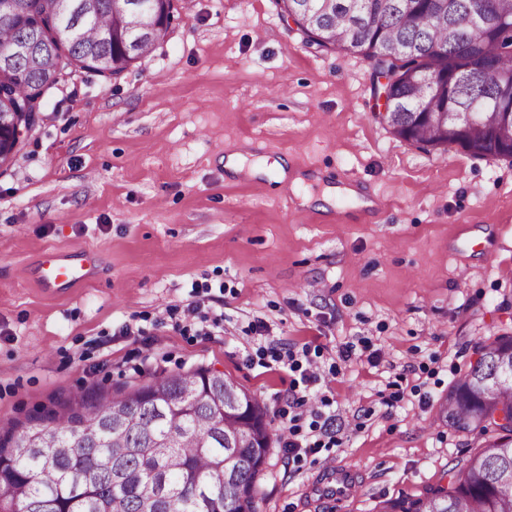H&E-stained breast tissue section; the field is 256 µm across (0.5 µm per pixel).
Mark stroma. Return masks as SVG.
Segmentation results:
<instances>
[{"label": "stroma", "mask_w": 512, "mask_h": 512, "mask_svg": "<svg viewBox=\"0 0 512 512\" xmlns=\"http://www.w3.org/2000/svg\"><path fill=\"white\" fill-rule=\"evenodd\" d=\"M174 6L120 79L60 76L0 168V430L204 365L278 432L286 347L317 362L338 443L293 461L273 441L258 512L448 486L486 436L440 404L481 342L512 336V161L396 137L373 61L307 44L275 0ZM246 144L264 173L228 177ZM283 158L303 183L277 182ZM329 186L368 204H322ZM54 250L94 253L98 275L63 292L20 276ZM338 472L353 494L329 491Z\"/></svg>", "instance_id": "obj_1"}]
</instances>
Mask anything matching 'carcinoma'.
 Returning a JSON list of instances; mask_svg holds the SVG:
<instances>
[{
    "label": "carcinoma",
    "mask_w": 512,
    "mask_h": 512,
    "mask_svg": "<svg viewBox=\"0 0 512 512\" xmlns=\"http://www.w3.org/2000/svg\"><path fill=\"white\" fill-rule=\"evenodd\" d=\"M16 0L0 19V166L22 133L42 119L46 80L79 68L118 78L150 55L174 20L148 0ZM306 41L359 54L386 72L375 86L391 102L396 135L423 149L458 146L474 157L512 159V0H278ZM74 36L60 40V24ZM19 43L29 53L9 57ZM401 45L395 59L380 51ZM492 105L471 127L444 128L430 113ZM480 356L448 390L442 420L495 438L466 460L449 487L384 500L378 512H501L512 505V336L479 346ZM273 429L266 404L223 373L197 367L156 377L112 397H76L19 433L0 438V512H257L259 480Z\"/></svg>",
    "instance_id": "1"
}]
</instances>
